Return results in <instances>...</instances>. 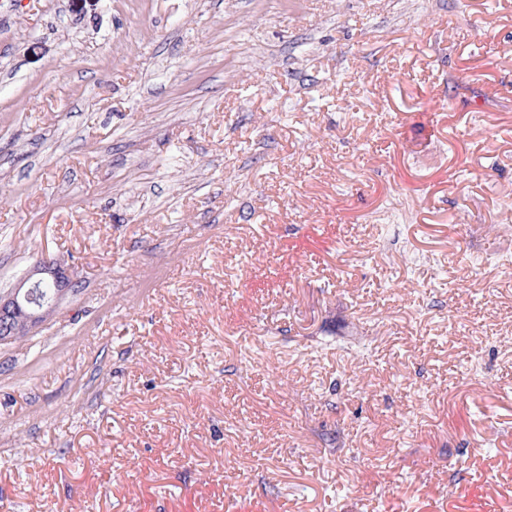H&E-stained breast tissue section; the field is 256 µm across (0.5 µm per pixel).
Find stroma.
<instances>
[{
	"instance_id": "obj_1",
	"label": "stroma",
	"mask_w": 512,
	"mask_h": 512,
	"mask_svg": "<svg viewBox=\"0 0 512 512\" xmlns=\"http://www.w3.org/2000/svg\"><path fill=\"white\" fill-rule=\"evenodd\" d=\"M0 512H512V0H0ZM74 287L61 264L47 258L39 260L8 297L0 296V336H12L8 343L27 337L30 329L15 334L21 326L32 328L44 322ZM38 288H53V291L37 292Z\"/></svg>"
}]
</instances>
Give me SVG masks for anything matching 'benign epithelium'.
<instances>
[{
    "label": "benign epithelium",
    "instance_id": "benign-epithelium-1",
    "mask_svg": "<svg viewBox=\"0 0 512 512\" xmlns=\"http://www.w3.org/2000/svg\"><path fill=\"white\" fill-rule=\"evenodd\" d=\"M74 287L62 265L39 260L8 297L0 296V336H13L22 326L32 328L44 322Z\"/></svg>",
    "mask_w": 512,
    "mask_h": 512
}]
</instances>
